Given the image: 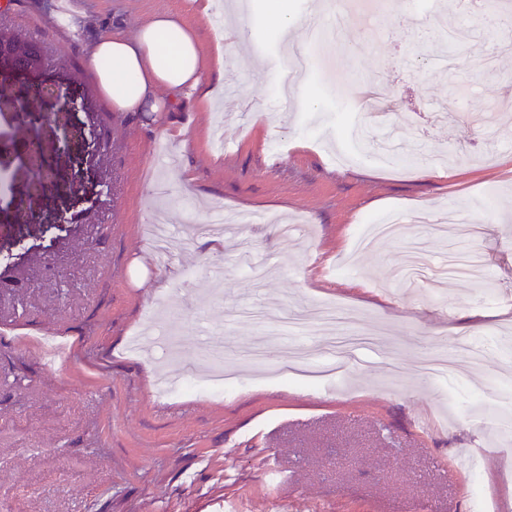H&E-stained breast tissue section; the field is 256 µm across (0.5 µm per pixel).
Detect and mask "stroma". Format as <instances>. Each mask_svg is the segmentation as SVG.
<instances>
[{
	"label": "stroma",
	"instance_id": "35a3bbf8",
	"mask_svg": "<svg viewBox=\"0 0 512 512\" xmlns=\"http://www.w3.org/2000/svg\"><path fill=\"white\" fill-rule=\"evenodd\" d=\"M7 2L5 21L52 59L29 96L53 83L64 98L39 129L54 186L28 195L26 166L0 154V512H466L464 460L478 450L483 491L512 501V447H486L480 423L512 400V114L484 125L512 104V53L498 50L512 23L497 6L440 0L443 21L470 22L448 78L442 43L422 39L402 0H381L384 29L353 15L345 53L319 54L292 87L305 106L288 111L274 89L286 43L268 23L265 39L225 49L224 97L186 106L163 138L99 92L90 30L68 37L53 0ZM69 2L127 34L172 13L207 52L239 21L236 0L206 16L194 0ZM105 124L101 152L90 131ZM218 204L261 221L219 252L199 233L157 263L149 224L186 239ZM445 214L467 216L471 236L438 234ZM392 215L428 264L472 250L481 277H396L402 242L344 264L356 225ZM323 299L379 332L349 387L267 377L291 341L283 318ZM458 330L486 361L422 376L420 353ZM25 334L65 341L55 370ZM206 338L235 391L158 397L159 368L198 366Z\"/></svg>",
	"mask_w": 512,
	"mask_h": 512
}]
</instances>
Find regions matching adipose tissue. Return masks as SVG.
Instances as JSON below:
<instances>
[{
    "label": "adipose tissue",
    "mask_w": 512,
    "mask_h": 512,
    "mask_svg": "<svg viewBox=\"0 0 512 512\" xmlns=\"http://www.w3.org/2000/svg\"><path fill=\"white\" fill-rule=\"evenodd\" d=\"M89 61L100 92L116 112L166 133L173 113L224 93V55L206 56L196 33L169 13L154 14L135 33L95 32Z\"/></svg>",
    "instance_id": "obj_1"
}]
</instances>
